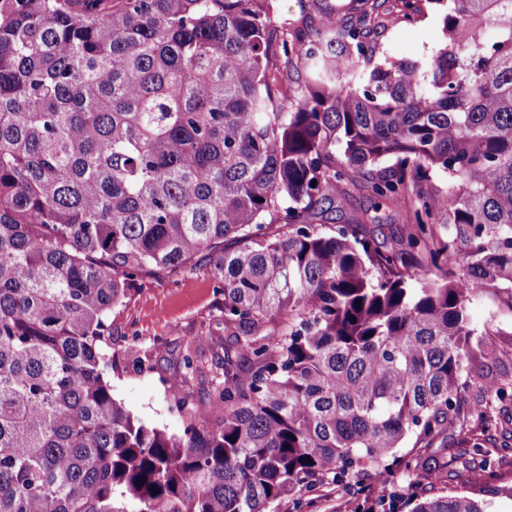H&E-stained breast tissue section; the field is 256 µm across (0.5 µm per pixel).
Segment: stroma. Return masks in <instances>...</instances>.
Wrapping results in <instances>:
<instances>
[{
    "instance_id": "obj_1",
    "label": "stroma",
    "mask_w": 512,
    "mask_h": 512,
    "mask_svg": "<svg viewBox=\"0 0 512 512\" xmlns=\"http://www.w3.org/2000/svg\"><path fill=\"white\" fill-rule=\"evenodd\" d=\"M442 11L434 0H424L413 23L389 21L379 36L381 55L413 58L436 47L442 39ZM329 13L346 21L351 0H278L274 18L298 26L320 22ZM223 304L211 265L203 258L176 271L142 274L132 282L128 297L112 311L104 350L112 361L107 372L112 394L135 418L168 435H182L188 420L176 411L167 381L177 374L182 357L191 355L197 369L186 372L182 392L188 399L203 400L217 372L214 356L223 353L229 341ZM486 342L495 353L486 360L484 373L511 378L512 323L494 324ZM491 414L496 426L486 433L482 447H463V440L476 429L464 412L448 430L447 450H429V462L441 469V490L483 500L488 512H512V457L497 453L499 427L512 419V405L494 408ZM486 459L493 460L499 480L485 481ZM363 502L356 484L327 485L317 491L315 502L301 493L283 499L278 512H361Z\"/></svg>"
}]
</instances>
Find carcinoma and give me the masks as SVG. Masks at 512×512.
Instances as JSON below:
<instances>
[{
  "mask_svg": "<svg viewBox=\"0 0 512 512\" xmlns=\"http://www.w3.org/2000/svg\"><path fill=\"white\" fill-rule=\"evenodd\" d=\"M294 28L275 0H0V512H274L371 473L406 512L512 320V0L375 60L379 15ZM402 4L412 22L421 0ZM366 192L404 229L385 246ZM206 255L232 344L167 437L112 395L106 319Z\"/></svg>",
  "mask_w": 512,
  "mask_h": 512,
  "instance_id": "carcinoma-1",
  "label": "carcinoma"
}]
</instances>
